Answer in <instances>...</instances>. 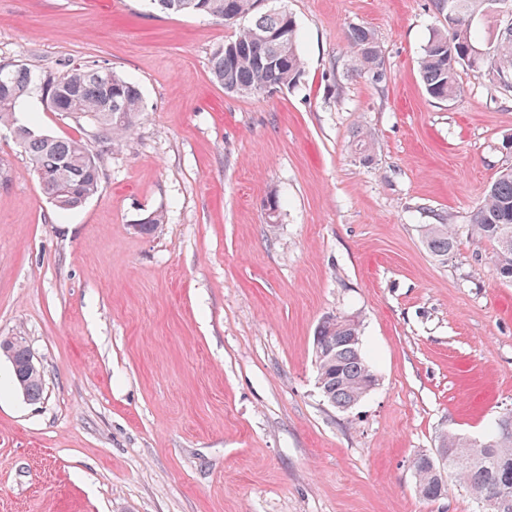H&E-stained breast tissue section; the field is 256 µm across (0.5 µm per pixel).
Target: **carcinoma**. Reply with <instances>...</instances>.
<instances>
[{"mask_svg": "<svg viewBox=\"0 0 512 512\" xmlns=\"http://www.w3.org/2000/svg\"><path fill=\"white\" fill-rule=\"evenodd\" d=\"M152 7L167 14H193L225 19L249 15L251 23L218 47L210 62L214 82L228 93L249 96L296 85L303 76L297 24L284 10H261L256 0H150ZM488 0H436V9L448 8L456 21L428 39L419 61L427 94L436 100L461 96L458 67L467 64L458 47L481 43L482 32L475 17ZM286 29L288 39L262 44L259 36ZM348 41L359 70L381 80V51L373 33L365 27L350 30ZM105 66L65 65L60 71H39L15 61L0 63V125L13 128L21 152L28 159L45 195L62 199L58 210L78 209L99 188L98 155L112 149L131 134L137 115L143 111L140 87ZM488 74L501 85L512 88V13L494 38ZM40 90L52 112L88 117L97 124L99 147L71 138L46 134L30 123H20L16 112L27 96ZM468 232L494 250V271L512 283V166L499 171L485 190ZM457 231L451 226L427 224L424 239L435 256L450 254ZM317 382L323 397L341 410L358 404L373 383L374 369L361 350L359 325H348L343 317L329 315L318 324L313 336ZM26 344H14L12 357L19 377L16 389L35 402L43 395V376L31 372L26 361ZM448 449V463L437 472L422 455L410 462L421 497L434 501L448 492L449 482L466 487L485 505L487 512H512V410L501 413L479 439L456 433L442 437Z\"/></svg>", "mask_w": 512, "mask_h": 512, "instance_id": "obj_1", "label": "carcinoma"}]
</instances>
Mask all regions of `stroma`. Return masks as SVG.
<instances>
[{
	"label": "stroma",
	"mask_w": 512,
	"mask_h": 512,
	"mask_svg": "<svg viewBox=\"0 0 512 512\" xmlns=\"http://www.w3.org/2000/svg\"><path fill=\"white\" fill-rule=\"evenodd\" d=\"M282 4L304 75L240 97L209 72L235 26L145 0H0V60L99 63L144 101L65 215L0 126V340L23 337L45 379L26 402L0 356V512H479L454 482L423 499L410 461L512 408V285L465 231L512 165V91L463 66L460 98L428 96L435 0ZM360 26L383 80L354 70ZM18 117L97 134L37 94ZM427 224L458 228L447 257ZM327 315L356 317L379 379L345 412L317 384Z\"/></svg>",
	"instance_id": "1"
}]
</instances>
